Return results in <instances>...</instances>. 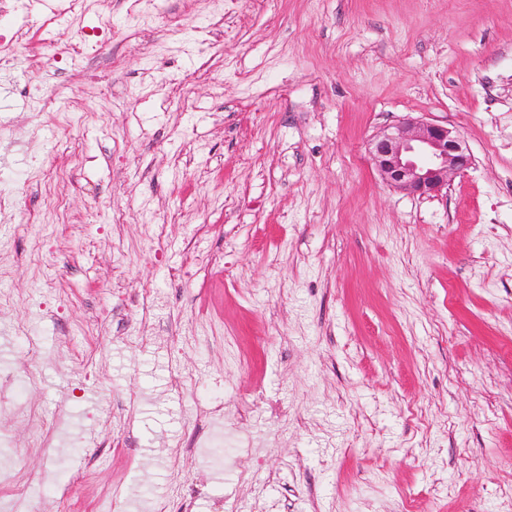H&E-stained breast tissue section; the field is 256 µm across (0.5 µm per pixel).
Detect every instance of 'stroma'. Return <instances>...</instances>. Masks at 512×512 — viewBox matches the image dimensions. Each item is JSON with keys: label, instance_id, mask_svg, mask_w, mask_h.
Masks as SVG:
<instances>
[{"label": "stroma", "instance_id": "stroma-1", "mask_svg": "<svg viewBox=\"0 0 512 512\" xmlns=\"http://www.w3.org/2000/svg\"><path fill=\"white\" fill-rule=\"evenodd\" d=\"M0 10V413L44 512H512V0ZM454 129L433 197L368 156ZM371 161L394 190L433 196L471 163L462 140L448 126L407 119L390 126L370 143Z\"/></svg>", "mask_w": 512, "mask_h": 512}]
</instances>
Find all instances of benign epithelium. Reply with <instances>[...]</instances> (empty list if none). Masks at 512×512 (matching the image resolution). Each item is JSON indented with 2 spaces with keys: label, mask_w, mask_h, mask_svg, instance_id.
Wrapping results in <instances>:
<instances>
[{
  "label": "benign epithelium",
  "mask_w": 512,
  "mask_h": 512,
  "mask_svg": "<svg viewBox=\"0 0 512 512\" xmlns=\"http://www.w3.org/2000/svg\"><path fill=\"white\" fill-rule=\"evenodd\" d=\"M371 161L394 190L433 196L471 163L462 140L445 125L408 119L390 126L370 143Z\"/></svg>",
  "instance_id": "7a95c632"
}]
</instances>
